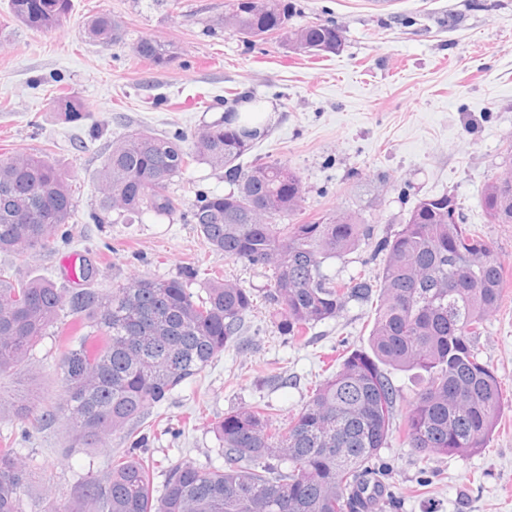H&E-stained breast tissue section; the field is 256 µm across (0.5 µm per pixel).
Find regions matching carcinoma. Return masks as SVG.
Segmentation results:
<instances>
[{
    "label": "carcinoma",
    "mask_w": 512,
    "mask_h": 512,
    "mask_svg": "<svg viewBox=\"0 0 512 512\" xmlns=\"http://www.w3.org/2000/svg\"><path fill=\"white\" fill-rule=\"evenodd\" d=\"M71 8V0H10L13 20L37 31L58 27ZM294 11L290 0H230L217 25L275 37L297 52L340 49L336 24L290 26ZM87 35L110 45L120 38L121 23L98 15ZM135 52L157 67L175 58L170 45L152 38L140 40ZM57 108L80 115L67 93L57 97ZM237 117L225 113L189 146L181 136L147 130L115 142L97 172L100 212L116 211L124 224L146 213L172 216L179 211L167 193L174 177L193 163L225 169L235 189L199 196L188 221L224 257L272 268L265 298L278 307L279 335L292 339L335 318L351 300H371L366 276L334 279L323 266L374 241L373 256L384 255L385 263L369 350L344 355L282 426L272 425L268 405L224 413L214 426L224 467L174 465L156 496L157 463L145 455L150 433L128 426L238 341L254 307L253 290L213 279L203 297L189 288L196 276L189 269L178 277L141 276L107 292L68 291L43 277L14 282L0 269V376L32 373L30 361L47 338L63 349L56 401L0 396V419L58 422L73 451L99 448L114 436L127 443L103 477H89L67 505L50 502L44 512H367L362 490L369 478L381 477L376 462L397 399L383 365L424 372L405 417L407 446L423 464L434 454L485 447L496 427L501 381L475 340L499 305L504 275L488 238L468 230L461 214L448 222L455 197L419 201L400 231L376 241L354 211L285 224L299 210L302 178L281 160L242 167L256 134L239 128ZM37 187L47 188L49 198ZM482 203L488 223L512 224L511 169L485 186ZM74 214L71 185L47 154L0 156V252L28 257ZM34 476L14 439L0 436V512H24Z\"/></svg>",
    "instance_id": "carcinoma-1"
}]
</instances>
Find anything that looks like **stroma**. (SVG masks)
<instances>
[{
	"label": "stroma",
	"mask_w": 512,
	"mask_h": 512,
	"mask_svg": "<svg viewBox=\"0 0 512 512\" xmlns=\"http://www.w3.org/2000/svg\"><path fill=\"white\" fill-rule=\"evenodd\" d=\"M9 2L0 0V155L46 152L65 172L76 210L62 235L33 257L0 252V268L16 279L42 276L79 288L72 270L87 259L98 270L92 285L102 290L193 268L192 291L219 276L261 295L271 286L270 269L225 258L181 217L147 213L121 224L109 215L99 224L90 214L99 196L95 173L129 130L189 140L229 105L271 106L273 117L241 163L264 157L295 168L306 188L300 219L353 210L375 237H390L420 200L447 193L468 227L492 241L504 285L476 345L502 381L498 425L486 448L437 454L426 467L391 431L379 459L390 493L378 512H512V224L488 223L482 206L483 188L504 172L512 144V0H294L290 25L340 27L339 52L323 57L271 37L210 30L228 0H72L50 31L15 22ZM101 13L121 22L119 42L88 40L85 24ZM144 37L175 47L171 65L137 57ZM58 88L81 101V119L58 112ZM231 188L223 170L196 163L167 191L187 207L198 194ZM370 252L359 245L325 271L378 280L383 261ZM374 310V303L350 302L292 342L278 334L274 306L259 298L240 344L148 409L149 420L169 426L149 442L156 486L177 463L223 466L213 425L229 410L264 402L276 423L286 422L344 352L367 349ZM1 434L15 438L37 469L25 512H44L51 495L66 503L87 477L107 469V451H70L58 424L29 430L0 421Z\"/></svg>",
	"instance_id": "1"
}]
</instances>
